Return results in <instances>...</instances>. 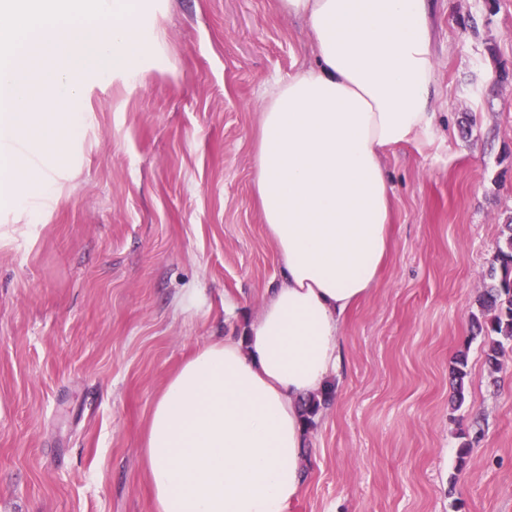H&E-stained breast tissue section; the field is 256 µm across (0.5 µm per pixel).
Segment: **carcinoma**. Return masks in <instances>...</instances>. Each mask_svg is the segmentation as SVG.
Segmentation results:
<instances>
[{"mask_svg":"<svg viewBox=\"0 0 512 512\" xmlns=\"http://www.w3.org/2000/svg\"><path fill=\"white\" fill-rule=\"evenodd\" d=\"M487 278L477 299L479 311L472 315L471 326L474 336L482 334L486 338V359L496 371L500 367V358L507 350H512V220L504 225ZM451 374L456 403L460 406L465 400V355L456 358ZM327 400L328 392L325 391L304 402L303 417L307 424L314 423Z\"/></svg>","mask_w":512,"mask_h":512,"instance_id":"1","label":"carcinoma"}]
</instances>
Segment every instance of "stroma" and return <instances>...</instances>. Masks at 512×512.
<instances>
[{
    "mask_svg": "<svg viewBox=\"0 0 512 512\" xmlns=\"http://www.w3.org/2000/svg\"><path fill=\"white\" fill-rule=\"evenodd\" d=\"M152 22L140 79L89 85L53 201L21 228L0 209V512H153L140 442L166 379L243 335L280 273L254 135L310 59L303 25L277 0H162ZM430 26L434 134L385 157L393 249L287 512H512V352L491 371L470 325L512 215V0H431Z\"/></svg>",
    "mask_w": 512,
    "mask_h": 512,
    "instance_id": "obj_1",
    "label": "stroma"
}]
</instances>
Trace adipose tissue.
Returning <instances> with one entry per match:
<instances>
[{
  "mask_svg": "<svg viewBox=\"0 0 512 512\" xmlns=\"http://www.w3.org/2000/svg\"><path fill=\"white\" fill-rule=\"evenodd\" d=\"M313 59L263 99L253 197L280 277L245 335L198 348L151 410L154 512H286L305 488L300 403L340 361L347 313L391 247L384 153L434 120L429 0H278Z\"/></svg>",
  "mask_w": 512,
  "mask_h": 512,
  "instance_id": "1",
  "label": "adipose tissue"
}]
</instances>
